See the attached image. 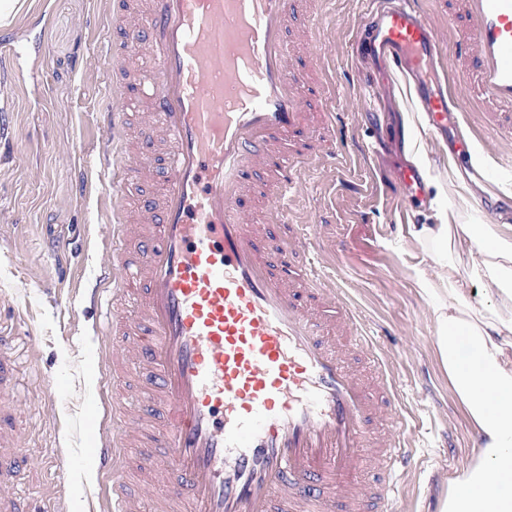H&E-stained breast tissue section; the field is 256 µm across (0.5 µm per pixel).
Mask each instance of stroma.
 Returning a JSON list of instances; mask_svg holds the SVG:
<instances>
[{"instance_id":"35a3bbf8","label":"stroma","mask_w":512,"mask_h":512,"mask_svg":"<svg viewBox=\"0 0 512 512\" xmlns=\"http://www.w3.org/2000/svg\"><path fill=\"white\" fill-rule=\"evenodd\" d=\"M362 10L360 0L326 5L317 34L335 84L336 132L319 146L288 211L293 223L312 226L317 272L353 301L394 370L405 417L400 434L413 448L401 477V512H440L449 478L472 459L473 435L435 347L432 307L417 283L426 250L409 227L444 218L476 224L484 215L420 121L412 89L395 82L375 113L348 94L356 66L348 40ZM105 13L106 0H22L12 24L24 32L9 52L0 51V126L17 143L14 153L0 155V331L13 338L0 347V359L22 380L6 412L40 458L24 486L34 512H100L110 489L97 473L81 472L73 478L76 492L63 497L46 463L53 452L81 450L87 396L111 385L107 377L88 378L85 351L70 343L96 336L94 310L81 295L106 259L108 220L96 186L82 190L76 183L77 166L102 150L96 112L105 94ZM394 113L413 128L408 156L431 162V191L439 197L433 211L413 213L399 193L374 194L370 160L342 143L367 142ZM64 243L71 250L61 257L56 248ZM58 295L73 297V304L55 305ZM37 371L63 378L66 394L56 405L41 399Z\"/></svg>"}]
</instances>
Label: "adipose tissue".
<instances>
[{
    "label": "adipose tissue",
    "instance_id": "adipose-tissue-1",
    "mask_svg": "<svg viewBox=\"0 0 512 512\" xmlns=\"http://www.w3.org/2000/svg\"><path fill=\"white\" fill-rule=\"evenodd\" d=\"M411 233L431 260L418 284L432 300L436 350L475 435L472 460L452 478L441 512H512V226L417 224ZM461 237L473 255L465 282L491 297L479 308L465 282L438 274L454 264Z\"/></svg>",
    "mask_w": 512,
    "mask_h": 512
}]
</instances>
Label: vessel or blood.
<instances>
[{
    "label": "vessel or blood",
    "instance_id": "1",
    "mask_svg": "<svg viewBox=\"0 0 512 512\" xmlns=\"http://www.w3.org/2000/svg\"><path fill=\"white\" fill-rule=\"evenodd\" d=\"M327 0H150L137 21L129 0L106 20L110 90L99 123L101 200L112 243L84 298L109 334L91 348L100 367L145 371L143 392L114 391L108 433L90 429L82 452L57 454L63 482L109 475L104 512H391L398 465L412 455L382 420L403 419L393 373L350 300L301 260L307 234L292 242L258 234L255 195L287 221L285 200L316 160L335 112H312L307 85L329 91L316 27ZM352 51L401 78L449 154L473 150L462 118L481 106L490 138L512 137V0H448L456 23L445 36L424 0H367ZM146 54L134 76L121 63ZM452 54L464 94L439 74ZM138 96L150 123L149 149L116 151ZM491 223L512 222V195L490 170L461 171ZM153 178L162 192L129 205L127 193ZM429 167L405 163L396 189L426 207ZM139 298L135 317L124 302ZM372 358L375 384L346 359ZM140 450L129 469L125 450ZM34 454L22 430L0 427V512H18L21 480ZM376 471L377 481L364 475ZM135 472L139 495L125 492Z\"/></svg>",
    "mask_w": 512,
    "mask_h": 512
}]
</instances>
